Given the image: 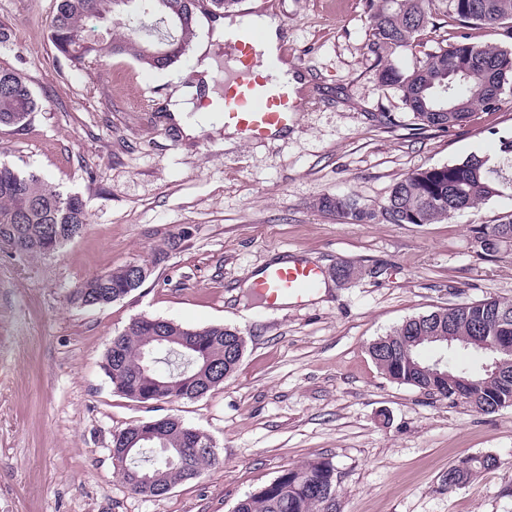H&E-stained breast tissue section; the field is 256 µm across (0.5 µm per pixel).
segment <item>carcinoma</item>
<instances>
[{
  "mask_svg": "<svg viewBox=\"0 0 512 512\" xmlns=\"http://www.w3.org/2000/svg\"><path fill=\"white\" fill-rule=\"evenodd\" d=\"M445 5V17L461 25L481 24L512 28V0H369L371 23L368 51L377 62L376 77L383 86L397 88L413 117V130L449 131L467 123L476 107L495 108L506 90L512 89V50L499 45H477L465 36L451 44L437 43L424 50V36L441 29L435 2ZM122 14V25L112 37L94 39V21ZM175 19L168 43L169 53L159 57L155 40L142 31L155 22L156 31L165 30L163 19ZM199 25V16L187 11L184 0H57L51 29L55 49L73 63L93 54L99 58L125 54L141 64L163 70L180 61L190 49ZM422 49L424 58L412 70L403 72L388 56L395 51ZM38 109L37 100L24 73L0 68V128H25ZM500 162L473 154L454 164L416 169L397 181L381 214L389 224H433L476 207L497 195L499 187L512 189L502 171L512 170V136L499 139ZM317 207L340 221L362 224L375 220V212L360 205L352 195L324 196ZM88 223L86 202L77 194L64 193L33 171L0 163V227L20 225V241L15 251L23 257H43L45 241L58 237L57 245L71 240L76 225ZM512 228V216L497 224L474 226V246L488 255L497 250V235ZM133 271L129 265L109 269L85 279L69 297L72 304L104 307L111 298L126 297ZM510 336L512 302L495 300L485 308L456 304L437 308L410 318L369 346L377 367L389 379L417 389L428 384L424 351L440 343L438 337ZM238 330L224 326L184 327L170 321L154 324L144 317L129 330L114 337L106 349L104 363L115 365L109 375L118 393L125 390L140 366H151L160 381L159 400L171 402L190 398L189 390L207 393L224 383L238 368ZM167 349L176 365L162 371L155 353ZM467 403L477 412L492 414L512 399V390L494 383L474 386L466 393ZM190 427L179 419L166 422L154 440L123 455V443L112 440L115 469L128 484L134 474L159 470L165 481L159 485H135L132 492L157 498L169 489L200 475L204 466L217 462L216 450L191 437ZM170 448H183L182 461L169 460ZM497 465L495 457H461L450 467L451 476L466 482L483 470ZM234 512H338L336 467L332 460L319 458L300 467L287 468L254 493L239 500Z\"/></svg>",
  "mask_w": 512,
  "mask_h": 512,
  "instance_id": "cac0c4a2",
  "label": "carcinoma"
}]
</instances>
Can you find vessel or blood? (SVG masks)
Returning a JSON list of instances; mask_svg holds the SVG:
<instances>
[{"mask_svg":"<svg viewBox=\"0 0 512 512\" xmlns=\"http://www.w3.org/2000/svg\"><path fill=\"white\" fill-rule=\"evenodd\" d=\"M252 18V12L241 13L235 35L224 41V95L211 115L234 128L240 140L264 142L287 135L299 106L290 85L278 79L279 61L266 55L264 34ZM324 282L323 269L298 254L252 275L255 292L271 310L305 304Z\"/></svg>","mask_w":512,"mask_h":512,"instance_id":"1","label":"vessel or blood"}]
</instances>
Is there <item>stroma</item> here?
<instances>
[{"mask_svg":"<svg viewBox=\"0 0 512 512\" xmlns=\"http://www.w3.org/2000/svg\"><path fill=\"white\" fill-rule=\"evenodd\" d=\"M258 3L284 21L308 84L286 138L247 144L219 124L184 137L168 110L195 79L210 20L166 70L127 55L76 66L50 41L56 0H0L10 33L0 66L26 70L39 103L25 130L0 128V162L81 195L90 214L52 255L0 244V512H232L319 457L336 466L340 512H512V406L484 415L426 396L368 353L435 308L512 301V243L481 255L471 233L512 214V191L422 225L349 224L316 207L349 194L376 210L413 169L473 153L498 162L512 93L462 128L415 134L398 91L376 78L366 0H242ZM288 252L381 274L265 309L249 274ZM129 263L152 267L139 289L102 308L70 303L84 279ZM139 317L237 329L243 357L200 398L138 404L114 390L103 361ZM167 416L209 434L220 463L162 497L133 494L114 470L113 436ZM484 455L497 466L443 487L456 460Z\"/></svg>","mask_w":512,"mask_h":512,"instance_id":"obj_1","label":"stroma"}]
</instances>
